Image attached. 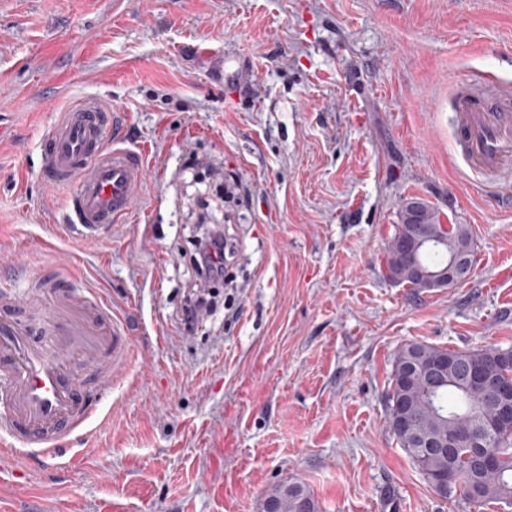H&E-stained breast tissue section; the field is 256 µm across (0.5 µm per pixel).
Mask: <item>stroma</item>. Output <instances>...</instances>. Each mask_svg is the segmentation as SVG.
Segmentation results:
<instances>
[{
  "label": "stroma",
  "instance_id": "obj_1",
  "mask_svg": "<svg viewBox=\"0 0 512 512\" xmlns=\"http://www.w3.org/2000/svg\"><path fill=\"white\" fill-rule=\"evenodd\" d=\"M462 87L512 88V0H0V285L76 267L135 349L69 455H16L0 512H264L288 482L319 512H512L442 497L387 420L403 346L512 348V198L457 155ZM83 96L118 106L149 170L95 239L41 178ZM410 198L467 225L463 282L389 278ZM214 225L238 286L188 331L184 252Z\"/></svg>",
  "mask_w": 512,
  "mask_h": 512
}]
</instances>
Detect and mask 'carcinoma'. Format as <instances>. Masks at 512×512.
<instances>
[{
  "label": "carcinoma",
  "mask_w": 512,
  "mask_h": 512,
  "mask_svg": "<svg viewBox=\"0 0 512 512\" xmlns=\"http://www.w3.org/2000/svg\"><path fill=\"white\" fill-rule=\"evenodd\" d=\"M400 224L396 225L387 253L389 273L416 287L412 272L401 258V242L407 237L413 224H440L437 212L425 202L412 198L401 209ZM448 243L451 247L473 252L469 229L464 224L448 227ZM448 249L434 248L420 256L427 268L446 264ZM448 355V373L444 383L432 390L424 374L426 367L437 357ZM411 371V381L402 383L405 371ZM469 371L480 372L491 379H505L512 374V363L503 349L484 351L444 350L425 344H409L402 347L395 359L392 378L387 392L388 423L398 418L399 405H407V412L415 427L432 431L446 441L467 438L475 448L488 446L497 455L493 470L482 472L471 466L469 457L456 449L433 448L422 452L411 448L409 454L430 481L447 476L456 482L465 500L472 503L501 502L512 504V438H497L484 443L482 427L493 414L495 404L490 387L471 383L466 378ZM266 504L276 512H318V506L310 491L300 483L289 482L275 487Z\"/></svg>",
  "instance_id": "obj_1"
}]
</instances>
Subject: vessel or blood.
Masks as SVG:
<instances>
[{
	"instance_id": "b4317fda",
	"label": "vessel or blood",
	"mask_w": 512,
	"mask_h": 512,
	"mask_svg": "<svg viewBox=\"0 0 512 512\" xmlns=\"http://www.w3.org/2000/svg\"><path fill=\"white\" fill-rule=\"evenodd\" d=\"M117 109L85 98L58 113L42 142L41 176L69 188L66 228L95 238L122 223L148 177L140 153L111 144ZM449 120L459 153L493 187L512 188V97L462 91ZM133 341L111 303L75 270L28 276L0 288V471L13 453L46 461L60 441L85 436L98 417L83 392L127 368Z\"/></svg>"
}]
</instances>
